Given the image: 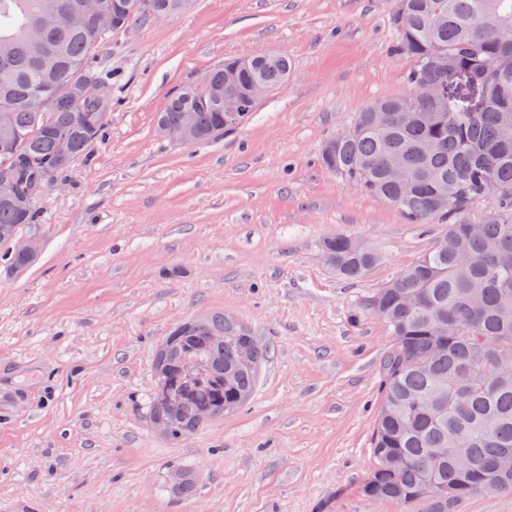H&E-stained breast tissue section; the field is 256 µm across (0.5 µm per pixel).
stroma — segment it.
I'll return each instance as SVG.
<instances>
[{"label": "stroma", "instance_id": "stroma-1", "mask_svg": "<svg viewBox=\"0 0 512 512\" xmlns=\"http://www.w3.org/2000/svg\"><path fill=\"white\" fill-rule=\"evenodd\" d=\"M395 6L192 0L112 34V123L24 227L37 260L0 261V512H404L360 492L391 341L365 302L443 227L319 162L357 112L409 91ZM258 50L292 68L246 123L203 143L157 134L177 88ZM338 233L379 254L363 278L329 266L320 243ZM212 311L269 355L240 410L172 445L144 410L155 355Z\"/></svg>", "mask_w": 512, "mask_h": 512}]
</instances>
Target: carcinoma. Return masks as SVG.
I'll list each match as a JSON object with an SVG mask.
<instances>
[{
	"instance_id": "obj_1",
	"label": "carcinoma",
	"mask_w": 512,
	"mask_h": 512,
	"mask_svg": "<svg viewBox=\"0 0 512 512\" xmlns=\"http://www.w3.org/2000/svg\"><path fill=\"white\" fill-rule=\"evenodd\" d=\"M133 9L124 0H98L114 13L104 32L81 18L83 0H0V113L9 114L14 138L0 145V170L14 172L26 204L0 201V246L5 260L23 270L34 258L12 241L36 218L50 184L70 166L57 160V141L71 144V159L85 154L110 123L112 83L96 59L110 34L137 19L176 12L186 0H148ZM398 49L412 63L410 91L374 102L393 113L386 127L361 111L337 133L336 151L319 154L323 167L396 208L411 224L436 222L453 240L432 248L402 269L367 301L387 325L391 344L380 364V402L371 437L375 465L362 494L417 512H448L458 501L488 492L512 494V0H398L394 17ZM235 60L177 90L157 122L171 124L192 112L195 141L224 133V76L246 93L257 80L273 89L288 78L285 55ZM451 97L420 98V85H448ZM89 75L109 92L104 102L74 100L68 90ZM44 91L45 112L23 101ZM500 189L495 210L480 223L462 215ZM351 238L336 234L322 250L336 273L355 280L377 261L357 252ZM200 361L186 380L189 392L173 398L156 385L145 406L149 417L169 424L177 444L208 410L220 418L240 409L256 386L266 350L250 330L222 313L174 327L155 366L179 377L183 359Z\"/></svg>"
}]
</instances>
